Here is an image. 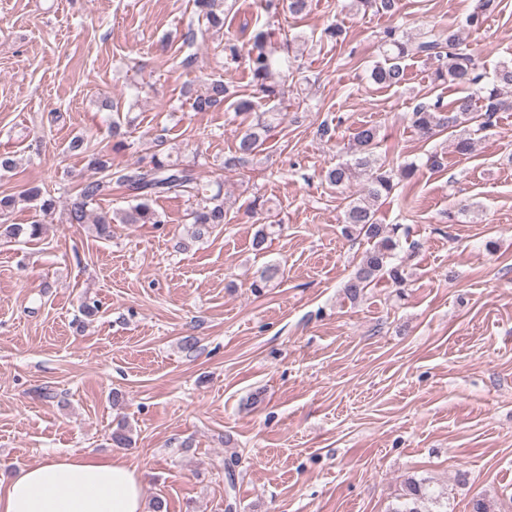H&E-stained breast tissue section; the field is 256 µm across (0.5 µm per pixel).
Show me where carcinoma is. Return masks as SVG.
Here are the masks:
<instances>
[{"instance_id":"obj_1","label":"carcinoma","mask_w":512,"mask_h":512,"mask_svg":"<svg viewBox=\"0 0 512 512\" xmlns=\"http://www.w3.org/2000/svg\"><path fill=\"white\" fill-rule=\"evenodd\" d=\"M499 5L500 0H476L475 7L463 21V27L481 29ZM351 6L358 13L373 11L392 17L399 10V0H351ZM194 7L197 19L206 22L208 26H224V0H194ZM381 48V60L372 66L369 79L382 88L403 84L404 61L415 57L436 62V81L477 87V95L458 97L449 107L439 99L431 104L416 106L412 112V124L422 137L430 138L449 128L461 127L463 133L457 136L455 149L466 155L474 147V139L467 126L474 124L479 132L490 131L495 126L497 112L506 107L502 91L512 87V63H502L493 80L480 85L482 75L477 73L475 52L453 30L448 31L443 39L430 34L414 40L399 35L396 27H387L382 32ZM224 57L233 62L244 59L252 83L262 97L284 98L290 62L288 57L277 54L276 48L268 42L264 33L260 32L254 37L244 56L234 39H225ZM226 103L245 123L236 143L238 157L234 161L224 162V167L228 168L235 161L253 157L262 151L272 127V113L256 111V102L250 97L242 95L233 99V93L221 77L211 79L202 91L196 93L192 97L191 107L196 112H208ZM378 144L377 126L363 125L357 128L353 135L351 158L329 167L325 174L328 184L338 188L363 179L362 193L348 202L342 219L344 237H360L370 244L357 270L344 284L347 297L353 301L384 275L396 284L404 281L403 270L393 263L401 225L378 223L376 205L381 199L388 198L400 182L413 177L415 165L410 163L397 170L384 168L375 155ZM89 166L101 177L82 183L79 192L64 209L62 219L66 224L91 225L93 232L101 239L112 238L114 224L165 223L163 215L153 204L157 198L168 195H186L194 200L190 216L196 236L224 223V198L221 193H208V189L198 182L193 168L170 162L162 152L153 154L147 162L140 161L130 168L114 172L110 154L99 151L90 154ZM114 180L132 191L136 204L113 214L97 210L95 205L108 194ZM22 199L36 203V208L46 216L56 210L55 199L45 197L37 186L27 189ZM16 204L17 198L13 195L0 197V238L39 237L43 225L38 222L6 223V217ZM442 499V493L431 489L426 481L410 477L404 483L400 503L391 512H434L431 506L441 505Z\"/></svg>"}]
</instances>
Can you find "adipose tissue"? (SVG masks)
<instances>
[{"label":"adipose tissue","mask_w":512,"mask_h":512,"mask_svg":"<svg viewBox=\"0 0 512 512\" xmlns=\"http://www.w3.org/2000/svg\"><path fill=\"white\" fill-rule=\"evenodd\" d=\"M143 482L119 455H56L0 480V512H145Z\"/></svg>","instance_id":"obj_1"}]
</instances>
